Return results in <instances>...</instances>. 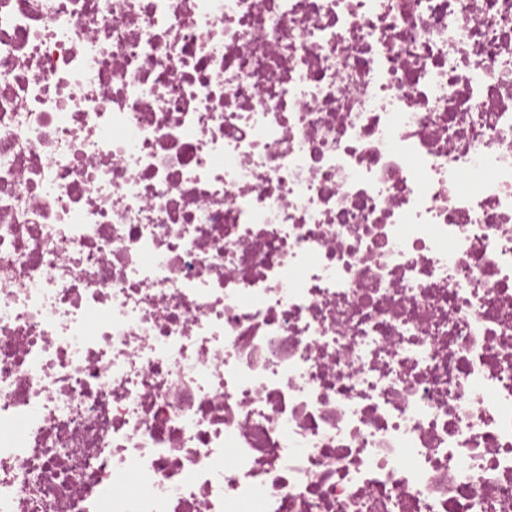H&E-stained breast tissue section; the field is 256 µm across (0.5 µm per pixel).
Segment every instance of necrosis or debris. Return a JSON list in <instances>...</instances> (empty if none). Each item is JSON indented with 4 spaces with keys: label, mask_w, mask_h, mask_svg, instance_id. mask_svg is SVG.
<instances>
[{
    "label": "necrosis or debris",
    "mask_w": 512,
    "mask_h": 512,
    "mask_svg": "<svg viewBox=\"0 0 512 512\" xmlns=\"http://www.w3.org/2000/svg\"><path fill=\"white\" fill-rule=\"evenodd\" d=\"M0 512H512V0H0Z\"/></svg>",
    "instance_id": "necrosis-or-debris-1"
}]
</instances>
